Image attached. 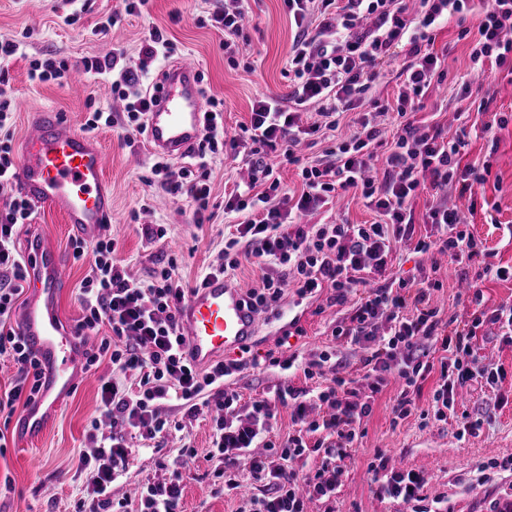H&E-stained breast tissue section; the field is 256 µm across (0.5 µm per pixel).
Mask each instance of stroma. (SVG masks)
<instances>
[{
  "label": "stroma",
  "instance_id": "obj_1",
  "mask_svg": "<svg viewBox=\"0 0 512 512\" xmlns=\"http://www.w3.org/2000/svg\"><path fill=\"white\" fill-rule=\"evenodd\" d=\"M221 0H149L140 15L122 19L107 33L98 28L112 12L122 9L120 0H0V39L17 38L21 45L9 62L13 112V141L21 143L33 112L51 108L60 112L68 125L84 129L94 110L109 111L117 103L110 77L84 71L87 58H102L121 50L137 55L151 26L164 29L183 56L196 61L211 94L224 103V126L238 130L248 123L254 100L262 94L285 95L288 91V50L295 27L282 0H249L246 43L237 62H230L220 43L221 33L209 25V16ZM30 37H23V30ZM472 41L460 38L455 24L436 33L434 48L446 52L445 79L433 85L418 112V119L442 125L456 132L458 125L471 128L464 163L489 166L478 197L486 207L476 208L470 229L481 239L496 265L512 267V237L502 230L512 225V85L493 75L474 78L470 61ZM55 57L68 63L70 71L60 80L40 82L30 76L35 59ZM475 81L479 87L471 96L460 94L462 84ZM488 110H481V103ZM462 122H455V113ZM507 118L506 126L485 130L494 115ZM106 154L105 176L112 185V236L115 259L127 274L147 280L150 271L176 259L175 273L192 284L224 257V233L229 225L224 216V192L235 182L247 179L243 162L225 157L214 159L211 169V221L193 222L188 199L157 194L149 180L154 163L143 138L126 140L124 133L109 126L94 131ZM149 224L167 229L163 239L145 234ZM51 242L62 254L67 286L60 293L58 307L70 324H79L83 312L79 287L89 269L88 262L74 260L72 235L61 214L46 208L34 210L29 224L19 228L16 243L24 245L29 232ZM346 307L327 305L325 297L296 305L293 295L283 299L279 316H265L251 352L294 353L311 359L323 349L336 352L350 366H358L365 352L357 346L342 345L332 330L345 318ZM301 334H292V327ZM475 345L485 362L500 366L505 379L496 385L485 383L459 391V400L483 426L479 434L460 435L455 420L424 422L422 411L431 409L432 394L439 374L431 372L415 396L417 410L408 418L393 421L392 406L402 386L388 377L375 394L371 413L363 418L361 435L336 493V512H492L512 503V469L490 468V461L512 457V343H504L498 328L486 325ZM109 365L91 370V380L65 398L49 428L37 439L22 445L10 441L0 454V480L11 481V491L0 497V512H72L83 479L76 473L77 462L88 446L90 424L101 415L100 385L109 376ZM304 386L303 375H288L275 366L247 367L235 379L244 398L273 397L285 383ZM165 413L178 422V429L166 435L162 447L135 450L129 458L123 483L114 485L117 498L134 499L139 486L168 479L172 471L182 474L185 512H250L260 487L249 474H242L238 488L217 494L213 491V462L207 461L212 436L207 412L188 416L176 402ZM196 448L198 455L182 462L183 445ZM383 457L388 468L422 471L426 484L421 499L409 504L378 496L369 465Z\"/></svg>",
  "mask_w": 512,
  "mask_h": 512
}]
</instances>
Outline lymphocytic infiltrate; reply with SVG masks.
Wrapping results in <instances>:
<instances>
[{
	"instance_id": "1",
	"label": "lymphocytic infiltrate",
	"mask_w": 512,
	"mask_h": 512,
	"mask_svg": "<svg viewBox=\"0 0 512 512\" xmlns=\"http://www.w3.org/2000/svg\"><path fill=\"white\" fill-rule=\"evenodd\" d=\"M297 28L288 51L287 96L257 100L249 124L226 135L219 100H211L202 136L190 154L195 169L173 171L169 159L157 157L151 171L157 193L189 198L196 223H203L211 194V163L221 155L243 157L247 181L235 184L224 196L225 213L235 215L234 230L224 238V260L219 273L231 274L242 262L257 260L260 282L247 296L261 312L277 313L287 290L299 301L327 293L332 306H348L347 317L333 331L336 338L366 351L360 366L348 368L335 353L324 350L307 362L295 357L272 358V365L302 371L308 387H280L274 399H243L232 381L245 367L243 360L224 359L206 369L186 358L178 328V314L191 290L175 274V261L154 268L148 280L130 278L114 258L115 243L99 235L94 244L73 239L75 258H89L80 285L83 318L80 330L107 336L87 351V366L109 362L111 375L101 385L103 415L110 430L93 421L91 449L79 457L84 476L75 512H128V503L112 496V486L123 477L131 448L128 437L163 438L172 423L163 414L165 400L176 398L186 414L207 408L213 439L208 453L214 475L225 488L239 485V461H246L254 482L269 487L268 495L254 498L252 512H311L313 506L335 497L342 463L359 437L362 418L372 410L361 388L379 393L387 375H397L403 389L392 407L394 420L415 409L413 395L431 371L439 379L433 393V418H455L463 432L475 433L481 420L458 403L461 388L500 381L501 368L485 363L473 340L485 325L498 326L502 338L512 337V302L495 308L483 303L481 283L488 277L512 278V268L489 262L482 241L469 228L468 216L449 206L446 195L475 197L489 168L461 162L467 146L464 136L447 137L441 126L418 123L416 115L432 85L444 79L445 60L434 50L435 33L456 23L461 35L473 38L470 58L474 70L505 73L512 81V0H283ZM479 13L476 30H469V14ZM244 0H224L210 15L211 25L224 36V53L239 54L244 32ZM406 46L401 82L393 102L374 104L363 111L366 94L379 78L394 48ZM16 39H0V193L15 184L12 115L6 92L10 86L4 61L19 50ZM176 48L167 32L149 27L137 57L124 52L104 59H87L86 71L117 73L112 94L122 111L93 112L90 129L118 127L126 134H145V114L151 101L142 89V77L152 62L172 59ZM316 119L301 125L300 115ZM352 117L353 135L337 141L324 157L311 160L297 152L307 136L337 129ZM392 120L395 132L385 138L382 124ZM295 167L301 182L299 195L284 192L269 154ZM432 191L424 221L431 231L415 233V200ZM358 194L374 214L368 224L331 220L301 223L304 215L332 212L337 198ZM32 215L29 203L14 197L0 211V357L9 358L16 377L0 395V413L13 415L17 401L33 403L41 390L42 370L15 328L17 302L28 277L26 261L15 247L18 226ZM415 253L447 257L462 270H473L467 299L472 309L464 319L441 321L431 303L433 291L443 285L439 265L417 279L393 273L392 261L400 244ZM387 318L386 332L378 321ZM441 348L439 362L428 359ZM135 386H128V376ZM291 407L294 433L275 431L279 406ZM320 454V468L298 478L290 460ZM378 492L403 502L417 500L424 485L420 472L390 471L385 463L371 464ZM179 473L162 482L142 485L136 512H182Z\"/></svg>"
}]
</instances>
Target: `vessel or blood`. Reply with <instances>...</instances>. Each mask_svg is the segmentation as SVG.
Segmentation results:
<instances>
[{"mask_svg":"<svg viewBox=\"0 0 512 512\" xmlns=\"http://www.w3.org/2000/svg\"><path fill=\"white\" fill-rule=\"evenodd\" d=\"M202 82L190 58L170 64L152 91L147 114V147L155 155L183 157L202 132ZM99 140L71 128L53 110L33 113L22 141L17 186L33 208L60 213L80 238L91 241L112 216V190ZM28 294L17 330L41 363L45 376L37 401L18 417L15 436L28 441L42 434L65 397L86 383L81 360L87 348L62 319L58 293L63 262L56 247L33 237L27 244ZM184 350L192 364L207 367L258 336L262 317L242 288L222 274L193 289L179 312Z\"/></svg>","mask_w":512,"mask_h":512,"instance_id":"obj_1","label":"vessel or blood"}]
</instances>
